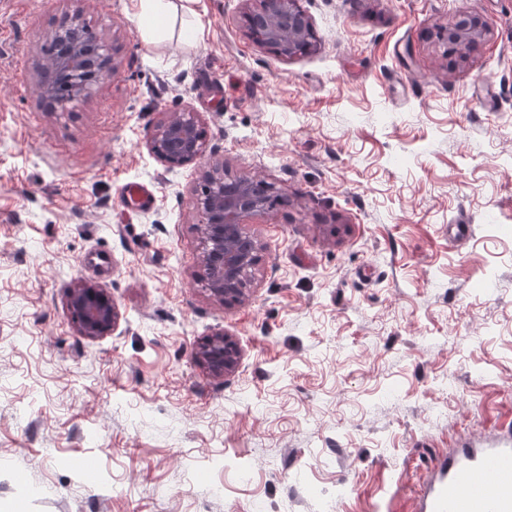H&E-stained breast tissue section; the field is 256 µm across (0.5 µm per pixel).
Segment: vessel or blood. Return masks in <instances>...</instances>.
<instances>
[{"label": "vessel or blood", "instance_id": "obj_1", "mask_svg": "<svg viewBox=\"0 0 512 512\" xmlns=\"http://www.w3.org/2000/svg\"><path fill=\"white\" fill-rule=\"evenodd\" d=\"M416 512H512V430L433 459Z\"/></svg>", "mask_w": 512, "mask_h": 512}]
</instances>
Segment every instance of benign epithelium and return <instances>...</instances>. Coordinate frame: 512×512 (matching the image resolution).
Instances as JSON below:
<instances>
[{
  "label": "benign epithelium",
  "mask_w": 512,
  "mask_h": 512,
  "mask_svg": "<svg viewBox=\"0 0 512 512\" xmlns=\"http://www.w3.org/2000/svg\"><path fill=\"white\" fill-rule=\"evenodd\" d=\"M75 4L54 22L46 34L51 41L50 55L37 67L38 89L51 102V111H64L74 101L88 98L94 86L113 71V56L107 44L84 32L85 0ZM262 36L261 45L270 40L280 43L285 57L298 54L296 42L313 32L309 16L299 0H258L249 14ZM486 29L474 13L462 14L448 27V34L469 42L480 38ZM150 150L168 165L194 163L207 151L206 130L196 113L171 112L154 129ZM202 180L209 189L195 195L197 225L204 244L202 264L209 266L208 291L218 302L241 298L247 280L257 263L256 242L244 232L243 218L265 208L264 198L255 192L254 177H242L224 184V160L212 158ZM67 306L74 317L75 330L86 338H99L112 332L119 314L112 297L102 288L78 281L69 290ZM196 358L215 377L234 372L239 363L236 342L222 331L213 333L196 352Z\"/></svg>",
  "instance_id": "1"
}]
</instances>
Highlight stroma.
I'll return each instance as SVG.
<instances>
[{
	"label": "stroma",
	"mask_w": 512,
	"mask_h": 512,
	"mask_svg": "<svg viewBox=\"0 0 512 512\" xmlns=\"http://www.w3.org/2000/svg\"><path fill=\"white\" fill-rule=\"evenodd\" d=\"M170 2L147 31L140 0H87L118 54L68 114L36 82L67 0H0V512H413L431 459L512 422V0H300L292 57L247 0ZM465 12L487 32L452 65ZM185 110L283 198L231 304L199 280L202 163L148 147ZM79 279L111 334L76 333ZM67 306L74 317L75 330L86 338H99L112 332L119 314L112 297L103 289L79 280L69 290ZM196 352V358L215 377H224L234 372L239 363L236 342L224 331L214 332Z\"/></svg>",
	"instance_id": "obj_1"
}]
</instances>
